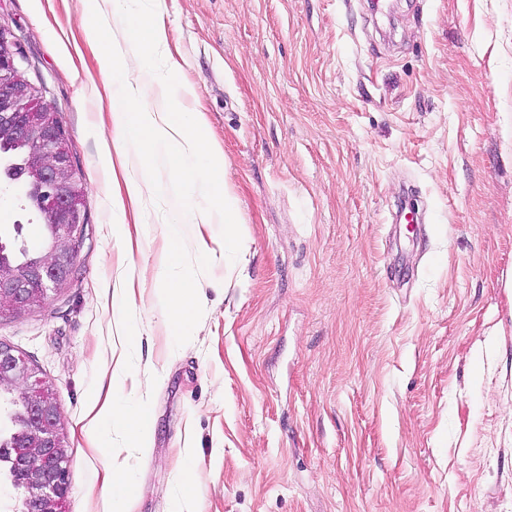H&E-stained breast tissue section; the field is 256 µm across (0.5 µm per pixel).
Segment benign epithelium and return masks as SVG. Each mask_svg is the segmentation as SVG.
Segmentation results:
<instances>
[{
  "label": "benign epithelium",
  "mask_w": 512,
  "mask_h": 512,
  "mask_svg": "<svg viewBox=\"0 0 512 512\" xmlns=\"http://www.w3.org/2000/svg\"><path fill=\"white\" fill-rule=\"evenodd\" d=\"M23 62L17 34L0 24V143L27 147L22 162L5 176L28 188L50 230L41 257L16 266L0 261V315L39 307L49 292L68 283L86 224L85 189L64 131L40 87L26 76ZM0 387L21 391L27 406L16 442L0 448L12 470L25 477L22 512H66L68 449L51 383L24 355L0 342Z\"/></svg>",
  "instance_id": "benign-epithelium-1"
}]
</instances>
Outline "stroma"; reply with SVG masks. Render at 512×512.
Instances as JSON below:
<instances>
[{
	"mask_svg": "<svg viewBox=\"0 0 512 512\" xmlns=\"http://www.w3.org/2000/svg\"><path fill=\"white\" fill-rule=\"evenodd\" d=\"M388 5L131 0L164 32L152 76L224 155L229 249L223 225L176 224L209 193L186 196L163 148L122 239L85 0H0L85 187L74 275L0 316L54 387L66 512H104L107 462L134 512H512V0ZM43 234L1 182L0 237ZM180 277L200 292L183 335L162 290ZM96 396L149 404L145 448L116 432L92 452ZM104 482L119 493L116 500L114 512H131V501L133 497L132 478L129 472L119 466L112 465L104 471Z\"/></svg>",
	"mask_w": 512,
	"mask_h": 512,
	"instance_id": "35a3bbf8",
	"label": "stroma"
}]
</instances>
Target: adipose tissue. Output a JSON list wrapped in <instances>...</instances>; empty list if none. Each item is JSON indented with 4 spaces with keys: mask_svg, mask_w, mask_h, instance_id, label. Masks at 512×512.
Masks as SVG:
<instances>
[{
    "mask_svg": "<svg viewBox=\"0 0 512 512\" xmlns=\"http://www.w3.org/2000/svg\"><path fill=\"white\" fill-rule=\"evenodd\" d=\"M125 0H112V14L121 20L119 36H110L100 24L96 8H89L86 33L100 46L98 58L102 74L111 76L117 89L109 97L114 136L112 147L116 157H123V145L134 140L139 144L137 170L123 171L125 195L136 203L143 194L160 145L173 146L168 167L173 179L186 191H194L196 180L209 186V209L185 208L188 224H208L220 217L226 228H233L239 218L229 203L230 194L224 182V157L213 146L209 129L200 113L182 111L176 94L157 82H144L141 72L147 70L161 40L160 30L150 17L125 8ZM139 45L138 57L127 58L121 42ZM167 323L177 331L191 327L198 305V290L188 279H175L165 285ZM150 422L147 406L118 407L104 400L93 407L83 433L90 439L96 453H105L113 429H121L130 447L145 443Z\"/></svg>",
    "mask_w": 512,
    "mask_h": 512,
    "instance_id": "adipose-tissue-1",
    "label": "adipose tissue"
}]
</instances>
